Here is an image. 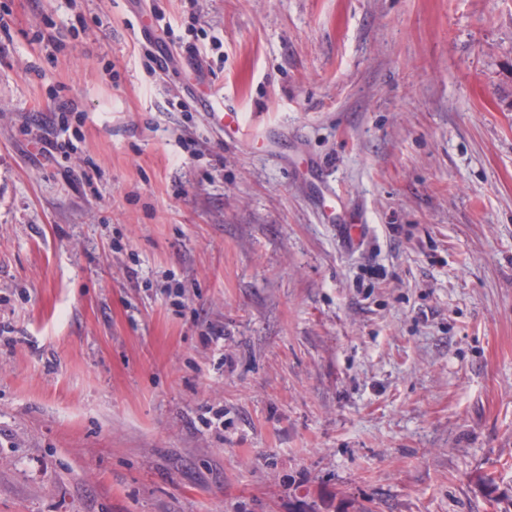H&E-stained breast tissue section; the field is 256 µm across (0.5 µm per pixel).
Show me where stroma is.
Returning <instances> with one entry per match:
<instances>
[{
  "label": "stroma",
  "mask_w": 512,
  "mask_h": 512,
  "mask_svg": "<svg viewBox=\"0 0 512 512\" xmlns=\"http://www.w3.org/2000/svg\"><path fill=\"white\" fill-rule=\"evenodd\" d=\"M0 19V512H512V0ZM196 104L203 112H208L209 119L215 127L223 129L224 133L227 134H230V132L236 134L238 132L240 116L238 112H235L231 104H224L223 100L220 107H218L213 99L209 97L196 99Z\"/></svg>",
  "instance_id": "1"
}]
</instances>
